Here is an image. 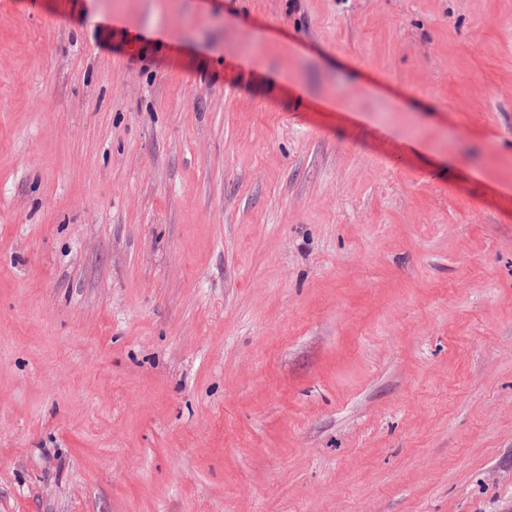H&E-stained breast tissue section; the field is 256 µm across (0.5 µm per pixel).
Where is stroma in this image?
<instances>
[{"label": "stroma", "mask_w": 512, "mask_h": 512, "mask_svg": "<svg viewBox=\"0 0 512 512\" xmlns=\"http://www.w3.org/2000/svg\"><path fill=\"white\" fill-rule=\"evenodd\" d=\"M0 512H512V0H0Z\"/></svg>", "instance_id": "1"}]
</instances>
